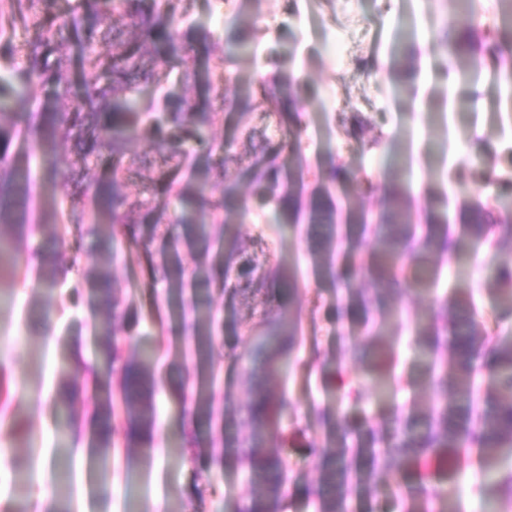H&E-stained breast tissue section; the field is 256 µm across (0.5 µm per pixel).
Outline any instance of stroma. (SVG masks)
<instances>
[{"mask_svg": "<svg viewBox=\"0 0 512 512\" xmlns=\"http://www.w3.org/2000/svg\"><path fill=\"white\" fill-rule=\"evenodd\" d=\"M460 0H191L190 21L215 36L227 35L236 15H244L260 31L258 57L272 69L295 75L301 153L312 174L306 192L317 186L316 172L339 166L366 177L368 193L354 194L355 210L376 211L384 200V184L394 164H401L410 180L417 209L427 204V191L440 187L448 167L459 166L470 196L512 197V104L494 76L484 67L473 79L458 84L453 122L475 123L476 157L457 153L444 128L432 125L418 101L445 92L443 70L448 49L435 33ZM347 41L344 60L329 57L326 40ZM364 118L382 133L384 146L369 150L363 139L345 135L344 120ZM248 156L232 168L237 182L229 204L235 213V231L245 239L264 235L284 268L298 273L292 293L301 314L302 344L290 368L271 384L275 394L286 395L291 409L283 434L272 446L286 462L289 477L282 499L290 512H316L313 492L320 473L319 448L337 419L349 429L385 422L395 410L425 407L431 398L414 380L419 366L415 336L406 312L427 306L428 293L406 288L395 304L404 311L386 327L385 348L393 349V371L399 387L385 400L370 394V374L380 362L371 351L364 363L352 357L353 348L365 345L354 333L357 313L347 306L337 285L323 279L310 259L304 227L275 217L259 207L250 192ZM31 220H43L47 210L55 222L44 223L39 234L15 240L0 232V378L15 391L8 421H0V446L7 448L0 462V496L17 499L28 512H38L44 491L54 494L53 512H167L177 502L179 512H222L224 505L245 504L247 488L239 461H216L217 443L196 407L199 389H206L214 410L245 402L246 374L238 360L244 347L245 306L226 303L218 288H211L214 311L223 315L222 340L207 370L210 385H202L195 366L193 341L186 336L177 311L166 304L163 284L151 276L150 262H161L167 249L164 237L151 246L152 260L124 240L113 238L111 227L99 236L84 233L76 224L72 203L63 183H52L43 168L33 170L27 202ZM61 238L58 264L66 280L55 288L43 287L34 257ZM111 243L116 254L112 274L118 294L138 317V336L126 346L132 355L142 348L155 351L158 393L157 430L153 449L135 487H127L117 459L104 460L93 449L92 414L103 393L88 385L72 407L73 440H62L56 415V392L71 367L69 342L83 336L86 362H93L100 338L95 331L100 306L85 284V274L98 256L99 243ZM493 254L482 244H469L457 263L429 256L440 271L438 292L472 293L480 314L503 336H512V316L503 317L506 302L488 279ZM352 385L361 403L347 402L340 394ZM483 475L470 465L455 478L435 467L394 466L377 490L351 492L350 512H403L398 488L425 484L437 489L455 481L462 512H485L476 490Z\"/></svg>", "mask_w": 512, "mask_h": 512, "instance_id": "obj_1", "label": "stroma"}]
</instances>
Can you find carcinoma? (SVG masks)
<instances>
[{"mask_svg": "<svg viewBox=\"0 0 512 512\" xmlns=\"http://www.w3.org/2000/svg\"><path fill=\"white\" fill-rule=\"evenodd\" d=\"M189 0H77L63 7L60 0H0V107L13 97L41 100L43 113L36 131L37 149L46 162L54 157L58 143L76 148L81 166L66 177L76 223L88 225L96 235L108 224L129 244L152 259L150 242L159 225H166L170 248L167 258L152 266L154 278L168 285L167 300L182 308L185 327L197 340L198 367L206 364L218 341L221 324L213 314L209 293H196L190 303L183 298L186 277L180 255L182 242H192L201 260L191 271L196 285L212 284L213 268L221 269L224 297L234 303L239 296L260 297L262 310L247 329L248 346L239 360L244 370L262 373L253 383L252 395L241 410L230 411L232 425L225 426L224 447L233 450L245 466L248 503L227 512H277L284 481V465L272 452L271 443L288 415V399L273 396L266 381L280 376L288 359L300 346L299 313L286 302L278 280H293L273 261L268 242L255 237L245 242L231 233L227 199L235 193L230 165L236 158L235 141H215L201 129L221 114H237L243 142H265L255 156L250 184L263 206L288 215L299 223L305 214L311 253L325 276L346 292L347 303L361 313L359 328L366 343L378 347L384 326L392 313L391 300L407 286L406 269L412 268L417 283L427 285L439 271L423 264L428 253L461 257L469 241H484L499 250L512 242V199L494 198L484 204L478 198L462 200L457 223L451 227L447 198L431 196L420 222H415L406 182L392 177L386 187L385 205L375 217L349 209L338 220L329 199V188L339 182L349 190L361 178L331 167L320 174L321 192L302 209L306 165L299 145L297 101L290 77L274 74L243 87L227 97L228 72L238 61L253 54L259 30L236 22L225 46L189 22ZM497 22L487 26L473 12L457 13L446 26L450 72L465 79L476 75L483 62L496 64L506 92L512 91V64L505 49L512 42V13L495 3ZM29 34L28 63L14 68L17 30ZM69 38L81 47L78 60L80 85L74 87L60 70L45 59ZM208 50L207 84L213 112H203L189 97L161 91L155 56L166 52L185 70L196 71L194 44ZM74 101L67 112L57 104ZM261 110L267 125L291 124L292 137L270 145L266 131L248 124L249 110ZM15 113L0 112V144L17 135ZM142 139L156 143L161 162L157 175L142 186L138 195L125 193L127 182L138 169L151 164L146 154L132 147ZM294 158L288 170L279 163L283 152ZM206 156V165L185 179L183 170L196 154ZM110 163V177L88 193L83 171L102 160ZM224 183V195L216 196L213 183ZM29 156L9 157L0 151V229L7 227L18 238L34 228L27 220ZM371 235L376 247L366 258L352 256L345 272L335 267L334 255L342 239L353 241ZM43 283L53 288L59 281L55 253L43 251ZM115 253L108 248L89 269L86 282L102 299L97 322L100 345L96 366L121 375L117 393L107 392L94 410L97 448L105 455L114 450L112 421L125 427L126 480L137 474L140 457L134 448L151 445L156 425L157 380L152 357L122 358V343L131 344L137 333L117 326L121 302L113 288ZM362 274L370 291L355 286L352 277ZM492 278L507 300L512 315V254L502 255L493 266ZM124 338H119V333ZM415 335L425 371L421 384L431 391L427 412L396 414L379 426L355 433L347 442L341 423L329 431L321 448L320 486L316 490L318 512H348L351 487L360 492L375 489L391 464L435 462L450 472L462 470L471 452L483 469L481 493L489 512H512V469L499 468L501 459L512 456V338L500 336L477 315L469 295H443L421 311ZM77 375L60 385L56 394L58 428L66 433L71 420ZM358 466L349 465V459ZM404 512H459L458 499L447 492L435 497L421 488L410 489L403 499Z\"/></svg>", "mask_w": 512, "mask_h": 512, "instance_id": "carcinoma-1", "label": "carcinoma"}]
</instances>
